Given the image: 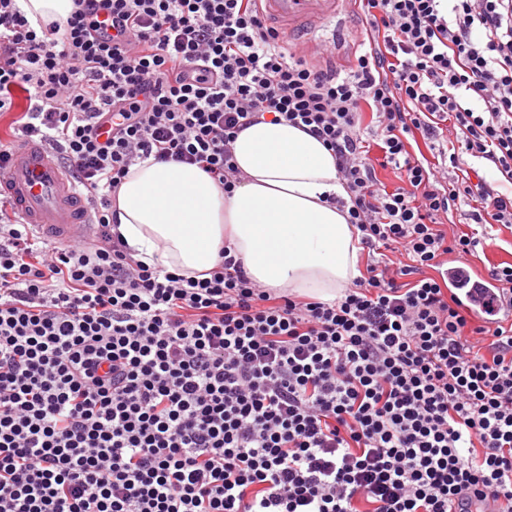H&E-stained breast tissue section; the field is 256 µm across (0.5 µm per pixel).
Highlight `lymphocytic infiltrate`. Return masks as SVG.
<instances>
[{
    "instance_id": "lymphocytic-infiltrate-1",
    "label": "lymphocytic infiltrate",
    "mask_w": 512,
    "mask_h": 512,
    "mask_svg": "<svg viewBox=\"0 0 512 512\" xmlns=\"http://www.w3.org/2000/svg\"><path fill=\"white\" fill-rule=\"evenodd\" d=\"M354 2L340 74L256 0H74L38 30L0 0V112L93 224L59 246L0 195V512H512V319L444 270L483 243L449 235L452 209L512 225V0ZM266 116L333 152L379 254L334 301L262 288L228 249L167 272L112 230L131 165L232 189V144Z\"/></svg>"
}]
</instances>
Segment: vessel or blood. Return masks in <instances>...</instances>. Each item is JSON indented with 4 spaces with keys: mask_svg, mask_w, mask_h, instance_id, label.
<instances>
[{
    "mask_svg": "<svg viewBox=\"0 0 512 512\" xmlns=\"http://www.w3.org/2000/svg\"><path fill=\"white\" fill-rule=\"evenodd\" d=\"M350 0H259L262 13L286 37L313 38L319 27L335 20ZM0 193L11 198L26 223L66 243L91 232L89 214L73 181L40 144L15 143L9 168L0 176Z\"/></svg>",
    "mask_w": 512,
    "mask_h": 512,
    "instance_id": "vessel-or-blood-1",
    "label": "vessel or blood"
}]
</instances>
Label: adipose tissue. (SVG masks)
Instances as JSON below:
<instances>
[{"label": "adipose tissue", "instance_id": "obj_1", "mask_svg": "<svg viewBox=\"0 0 512 512\" xmlns=\"http://www.w3.org/2000/svg\"><path fill=\"white\" fill-rule=\"evenodd\" d=\"M233 193L198 166L131 165L116 197L118 230L134 258L185 276L207 271L232 247L263 287L323 301L359 276L361 247L337 202L347 199L322 141L262 120L232 145Z\"/></svg>", "mask_w": 512, "mask_h": 512}]
</instances>
